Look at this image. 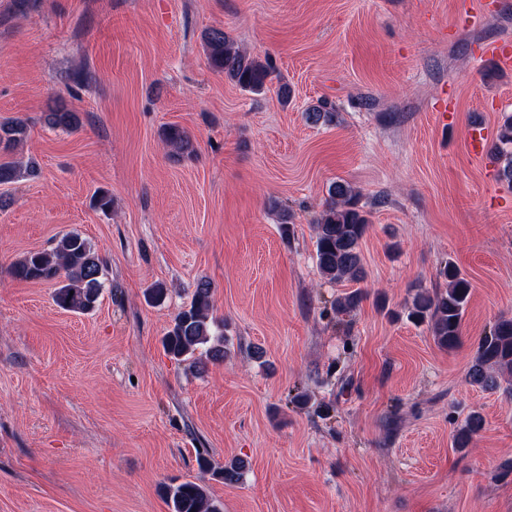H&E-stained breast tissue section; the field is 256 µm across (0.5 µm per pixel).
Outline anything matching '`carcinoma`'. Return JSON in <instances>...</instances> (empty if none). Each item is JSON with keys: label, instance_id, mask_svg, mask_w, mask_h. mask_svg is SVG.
Listing matches in <instances>:
<instances>
[{"label": "carcinoma", "instance_id": "1", "mask_svg": "<svg viewBox=\"0 0 512 512\" xmlns=\"http://www.w3.org/2000/svg\"><path fill=\"white\" fill-rule=\"evenodd\" d=\"M210 66L242 90L259 94L276 82L283 101H288V84L278 77L270 57L261 58L240 49L222 29H211L204 35ZM308 122L331 123L335 118L332 106L323 101L308 109ZM44 122L52 128L76 130L81 125L79 113L57 105L44 113ZM27 137V124L21 119L0 122V149L12 151ZM163 142L173 155L190 158L195 155L189 134L179 126L170 125L162 133ZM496 154L502 163L501 178L512 186V116L504 119L498 131ZM40 176L34 162L21 166L13 161L0 162V185L21 177ZM283 234L290 233L292 213L276 199L267 203ZM370 224L369 214L360 206V191L345 181H336L328 188L323 210L313 224L316 264L323 279L330 283H359L365 279L361 241ZM104 259L92 244L78 233H67L44 250L30 251L11 264L14 278L26 282H52L54 304L67 312L85 314L92 311L104 288ZM443 287L418 289L411 297L407 318L427 327L435 344L448 351L462 345V321L471 294V283L451 262L439 269ZM362 300L361 292H349L334 302V311L350 312ZM228 339L224 320L214 315V289L208 280L195 283L190 302L174 316L161 339L164 353L195 374H201L210 362H220L227 354ZM470 383L484 391L502 389L512 392V317L499 318L482 336L468 368ZM484 428L483 416L470 412L456 430L453 446L465 451L475 435ZM201 470L226 484L240 482L245 461L234 459L222 466L198 453ZM170 512H223L221 503L211 497L206 486L195 481H172L164 486Z\"/></svg>", "mask_w": 512, "mask_h": 512}]
</instances>
